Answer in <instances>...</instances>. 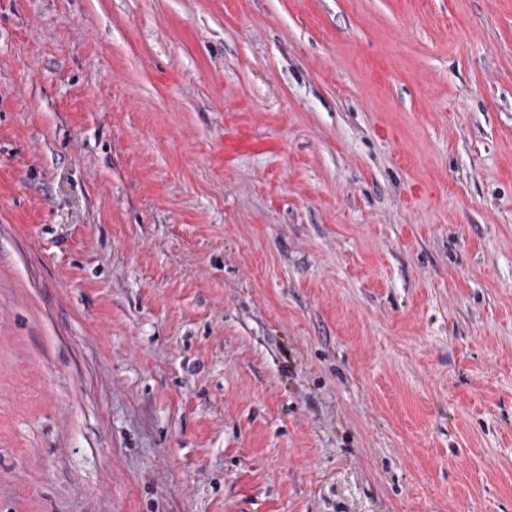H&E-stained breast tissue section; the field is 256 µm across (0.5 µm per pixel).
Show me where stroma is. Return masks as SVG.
Instances as JSON below:
<instances>
[{
  "label": "stroma",
  "mask_w": 512,
  "mask_h": 512,
  "mask_svg": "<svg viewBox=\"0 0 512 512\" xmlns=\"http://www.w3.org/2000/svg\"><path fill=\"white\" fill-rule=\"evenodd\" d=\"M0 512H512V0H0Z\"/></svg>",
  "instance_id": "stroma-1"
}]
</instances>
